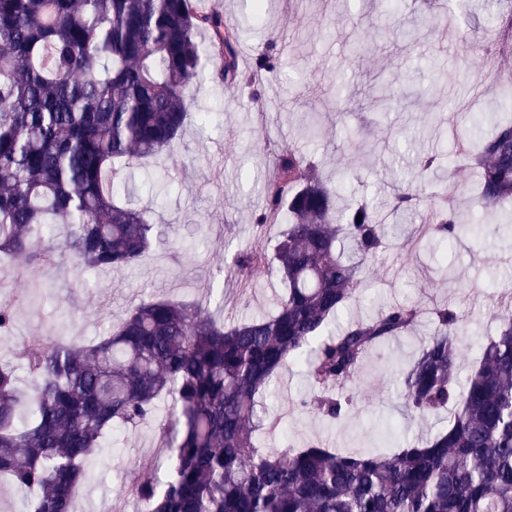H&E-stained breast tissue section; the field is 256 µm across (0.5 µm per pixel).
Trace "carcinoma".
<instances>
[{
  "mask_svg": "<svg viewBox=\"0 0 512 512\" xmlns=\"http://www.w3.org/2000/svg\"><path fill=\"white\" fill-rule=\"evenodd\" d=\"M488 30L512 53V0ZM215 56L212 78L237 69L239 29L196 0H0V262L47 266L54 248L42 231L66 224V248L81 266L136 262L162 231L130 207L123 170L163 152L190 120L186 95L200 71L201 35ZM277 70L265 49L250 82ZM458 150L477 173L472 214L459 219L455 194L428 192L436 158L423 161L394 194L395 215L420 216L407 246L489 234L486 215L512 205V78ZM270 218L285 231L271 266L285 291L274 313L236 324L172 300L131 307L109 335L88 346L43 336L21 358L36 382L26 394L0 365V478L29 495L28 512H74L85 462L116 425L154 420L172 399L177 428L165 474L133 487L142 512H512V297L496 302L497 335L459 377L460 319L434 309V330L398 373L408 415L448 411V428L377 453L341 451L319 440L280 451L257 433L277 420L258 398L284 370L303 369L299 405L333 423L353 403L335 387L351 382L374 347L408 331L417 305L381 308L334 333L358 291L362 266L389 248L385 222L365 202L340 207L341 187L288 147L261 185ZM361 222H356V217ZM266 256L246 247L235 259L245 279ZM15 325L0 303V335Z\"/></svg>",
  "mask_w": 512,
  "mask_h": 512,
  "instance_id": "carcinoma-1",
  "label": "carcinoma"
}]
</instances>
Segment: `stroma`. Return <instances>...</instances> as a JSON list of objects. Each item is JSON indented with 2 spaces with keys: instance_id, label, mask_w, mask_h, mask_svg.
<instances>
[{
  "instance_id": "35a3bbf8",
  "label": "stroma",
  "mask_w": 512,
  "mask_h": 512,
  "mask_svg": "<svg viewBox=\"0 0 512 512\" xmlns=\"http://www.w3.org/2000/svg\"><path fill=\"white\" fill-rule=\"evenodd\" d=\"M199 5L238 26L245 63L270 45L280 68L255 89L229 88L207 76L192 91L193 118L181 138L128 169L139 187L134 205L148 210L152 223L168 225L167 245L119 271L82 270L60 250L48 268L16 267L0 275V303L16 310L11 335L0 338V362L15 366L21 390L33 386L16 358L30 338L86 344L143 301L193 303L228 324L273 312L281 285L271 268L255 266L243 290L233 262L247 247L273 254L281 239L282 225L257 236L251 224L266 206L257 186L272 175L285 147H299L325 174L345 178L348 199L378 203L392 193L396 177L411 173L418 156L453 154L455 133L469 128L471 113L499 102L498 82L486 76L482 53L493 21L488 11L463 12L452 23L429 0H401L394 15L383 0H266L259 14L251 0ZM407 73L421 94L390 112L374 107L381 80ZM339 107L347 114L342 127ZM361 280L365 299L352 303V316L367 317L383 304L417 303L418 326L368 355L350 390L354 408L336 422L295 409L298 373L284 371L261 398L269 415L283 419L280 428L261 435V447L298 448L318 438L335 448L374 452L444 429L447 414L425 420L403 414L397 372L430 333L433 305L444 302L462 319L460 370L471 369L480 345L497 332L495 298L512 291V247L492 237L478 245L463 238L447 250L437 243L417 255L404 247L365 263ZM159 438L154 422L113 428L87 465L77 507L136 512L126 489L155 476L149 462Z\"/></svg>"
}]
</instances>
